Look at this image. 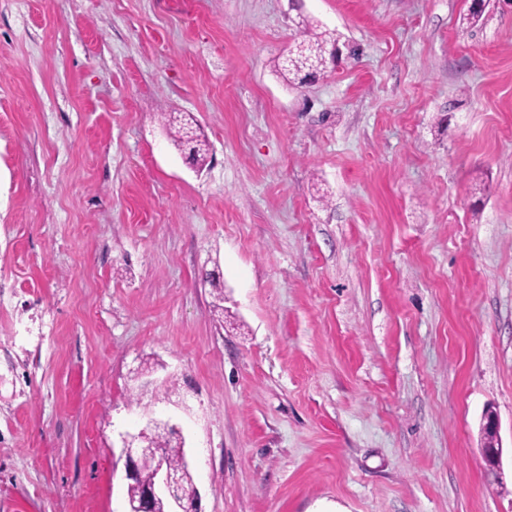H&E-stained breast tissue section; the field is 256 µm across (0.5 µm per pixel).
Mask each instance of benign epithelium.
I'll list each match as a JSON object with an SVG mask.
<instances>
[{
    "instance_id": "1",
    "label": "benign epithelium",
    "mask_w": 512,
    "mask_h": 512,
    "mask_svg": "<svg viewBox=\"0 0 512 512\" xmlns=\"http://www.w3.org/2000/svg\"><path fill=\"white\" fill-rule=\"evenodd\" d=\"M156 428L180 434L179 427L168 420H151L138 433L123 437L125 480L133 483L144 471L153 474V481L129 503L127 512H152L155 500L161 495L169 499L171 512H202L198 489L184 491L181 476L156 458L150 442V432Z\"/></svg>"
}]
</instances>
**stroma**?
<instances>
[{
  "label": "stroma",
  "instance_id": "stroma-1",
  "mask_svg": "<svg viewBox=\"0 0 512 512\" xmlns=\"http://www.w3.org/2000/svg\"><path fill=\"white\" fill-rule=\"evenodd\" d=\"M471 3L0 0V512H125L152 415L203 512H512V0ZM302 25L304 26V29L307 30V33L309 35H306L305 40H303V43L307 41L308 44V50L310 51L309 56H303L301 55V59L298 58L297 60H290L291 65L293 66L292 69H281L284 71L283 73L290 75H294V80L298 79L299 84H302L304 81H306L309 77L313 76L310 72L313 68H315V63L319 62L320 60H327L326 53H327V46L331 44L332 42H335V39L331 40V37L326 36V34L323 33H311L308 25L302 22ZM307 68L308 71L304 73L303 76L299 78V73L302 72V69ZM174 120H175V117L171 118V116L168 119L169 124L170 125L172 124L173 127L175 128L174 142L176 143L177 146L185 147L186 149H188L189 153L194 161H196L197 163L200 162L201 164H203L205 161V158H204V154L206 151V149L204 148L205 145L202 144L199 140H197V138L195 137L194 134L189 135L190 132L187 131V130H189L188 127L179 126L178 128H176L174 126Z\"/></svg>",
  "mask_w": 512,
  "mask_h": 512
}]
</instances>
